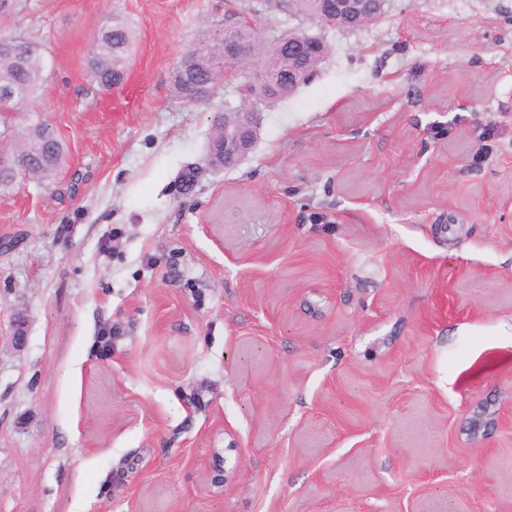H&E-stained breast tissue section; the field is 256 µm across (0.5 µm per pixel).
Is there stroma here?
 Here are the masks:
<instances>
[{
    "mask_svg": "<svg viewBox=\"0 0 512 512\" xmlns=\"http://www.w3.org/2000/svg\"><path fill=\"white\" fill-rule=\"evenodd\" d=\"M115 13L137 50L103 91ZM243 20L329 55L215 169L252 73L201 105L170 75ZM9 35L46 81L0 143L38 121L65 157L0 190V512H512V0L354 30L291 0H28ZM135 33L120 15H113L109 25L96 40L95 51L90 60L91 77L102 90H110L123 81L135 53ZM244 109L237 112L236 109L229 110L227 112H234L236 114V124L229 130L224 127V124H232L234 120V114H228L224 117L223 114L216 115L212 122L213 133L210 137V154L209 163L215 168H227L237 165L244 160L252 150L256 139L259 125L258 115L256 107L253 105H244ZM224 135V157L215 155L211 150L213 141L218 138L221 134Z\"/></svg>",
    "mask_w": 512,
    "mask_h": 512,
    "instance_id": "stroma-1",
    "label": "stroma"
}]
</instances>
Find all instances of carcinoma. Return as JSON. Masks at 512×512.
<instances>
[{"label":"carcinoma","mask_w":512,"mask_h":512,"mask_svg":"<svg viewBox=\"0 0 512 512\" xmlns=\"http://www.w3.org/2000/svg\"><path fill=\"white\" fill-rule=\"evenodd\" d=\"M233 36L256 40L257 51L262 56L275 57L287 48L277 36L259 39L252 28H241ZM8 41L13 43L14 51H0V89L13 87L17 95L12 100L0 97V113L3 115L29 104L45 82L43 48L20 36H10ZM134 53V31L124 17L117 14L112 16L109 25L99 33L91 57L96 65L91 68L90 74L97 86L110 90L123 81ZM221 53L222 45L214 33L203 35L197 43L186 48L180 63L181 71L172 78L175 93L185 99L192 85L206 78H219L220 74L213 68V60ZM11 154L18 159L34 162L28 175L50 179L62 164L63 146L46 125L38 122L14 136Z\"/></svg>","instance_id":"carcinoma-1"}]
</instances>
